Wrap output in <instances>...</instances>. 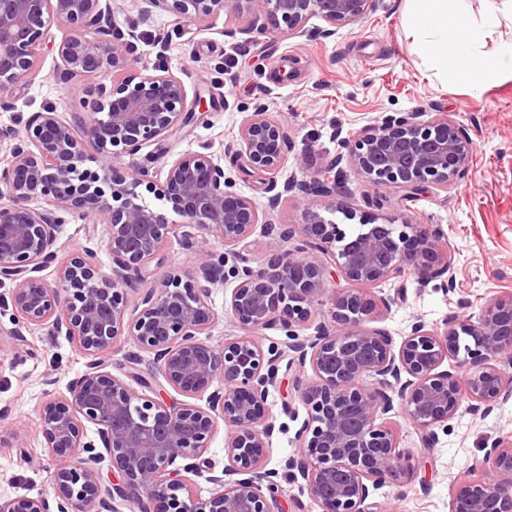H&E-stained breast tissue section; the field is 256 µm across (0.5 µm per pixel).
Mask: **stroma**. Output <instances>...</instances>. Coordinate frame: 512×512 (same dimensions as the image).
<instances>
[{
    "mask_svg": "<svg viewBox=\"0 0 512 512\" xmlns=\"http://www.w3.org/2000/svg\"><path fill=\"white\" fill-rule=\"evenodd\" d=\"M404 9L405 0H374L360 22L332 28L314 17L302 33L288 38L259 33L248 19L223 12L197 23L166 14L143 23L132 0H122L116 16L121 26L137 28L138 70L170 69L189 97L203 101L161 147L124 157L127 167L155 171L184 152L207 153L221 163L234 190L268 212L272 223H301L302 195L268 211L265 180L233 161L241 121L260 102L288 132L289 166L303 153L313 170L338 162L344 208L323 209L326 219L352 231L365 219L440 226L453 272L447 290L420 286L410 276L368 288L374 297L392 299L381 326L397 342L413 322L439 327L449 314H475L492 299L512 294V67L504 68L496 85L482 88L428 76L420 47L406 35ZM102 81L98 74L82 82L65 79L55 52L45 49L25 92L9 109H0V126L22 127L32 113L51 106L81 111L83 87ZM389 112H415L423 120L445 112L466 129L474 142L472 159L448 191L427 188L408 198L369 184L345 160V140ZM59 244V262L89 251L99 274L108 272L103 225L69 219ZM11 328L9 313L0 311V497L48 496L56 462L44 452L39 409L48 396L67 395L88 358L66 337L37 328L18 339ZM311 376V368L280 361L267 401L279 430L266 466L279 473L284 512H320L284 472L298 446L295 433L307 417L296 381ZM397 427L403 473L380 483L372 502L379 512H449L452 484L467 478L487 444L512 438V399L485 417L460 408L446 427L436 428L429 446L406 418H398Z\"/></svg>",
    "mask_w": 512,
    "mask_h": 512,
    "instance_id": "obj_1",
    "label": "stroma"
}]
</instances>
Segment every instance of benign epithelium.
<instances>
[{
    "label": "benign epithelium",
    "mask_w": 512,
    "mask_h": 512,
    "mask_svg": "<svg viewBox=\"0 0 512 512\" xmlns=\"http://www.w3.org/2000/svg\"><path fill=\"white\" fill-rule=\"evenodd\" d=\"M140 19L168 14L179 22L221 11L247 17L281 37L303 32L318 16L334 25L364 19L375 0H133ZM69 34L55 50L71 79L107 69L111 85L86 91L84 111L54 107L33 113L22 130L0 127V284L11 285L14 335L48 328L72 339L91 361L64 398L41 406L40 432L53 472L52 496L0 498V512H283L277 472L265 469L275 424L265 415L283 351L262 348L254 333L279 327L299 364L313 378L296 384L307 419L296 433L297 453L286 468L303 480L321 512H375L370 487L400 469L402 450L387 417L403 415L426 436L448 422L463 401L487 415L512 397V373L501 367L512 349V295L495 298L478 315L448 317L441 328L411 326L399 345L366 322L380 318L393 300L335 287L343 280L364 286L413 274L430 283L450 271L437 242L441 230L418 224H366L348 236L325 219L322 199H336L339 174L309 171L267 185L269 210L297 190L306 198L303 222L276 226L251 199L232 190L224 167L203 152H185L166 163L164 180L148 168L128 169L121 157L166 140L184 126L201 99L188 101L182 80L170 70L134 69V27L115 19L112 0H0V107L24 88L37 59L51 43L50 29ZM241 166L257 174L285 167L288 133L265 105L257 104L239 128ZM346 157L377 187L411 197L436 185L448 189L468 166L474 143L454 119L440 114L421 121L393 112L345 141ZM97 168L78 170L73 162ZM158 195L180 217L145 203L137 188ZM106 224L109 275L99 277L86 258L58 262V233L70 217ZM272 238L264 263L249 265L243 251L258 225ZM200 249L224 242L215 261L179 269L153 265L169 234ZM312 249L329 256L319 264ZM56 267L50 283L41 272ZM153 287L140 291L147 277ZM235 282L229 313L241 335L222 346L209 335L215 310L210 287ZM329 300L330 320L301 339L298 328L311 310ZM127 336L153 354L155 370L136 368L128 379L106 370L104 359ZM465 352V378L441 369ZM164 383H159V380ZM206 398L202 407L177 402ZM231 465L207 481L199 495L188 475L202 476L199 460L218 422ZM96 427L88 437L85 424ZM110 461L121 478L102 485L100 465ZM475 476L454 486L450 512H512V439H496L474 464ZM244 478L235 479L233 475Z\"/></svg>",
    "instance_id": "1"
}]
</instances>
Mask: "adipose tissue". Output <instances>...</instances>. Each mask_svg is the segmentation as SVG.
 Masks as SVG:
<instances>
[{
    "instance_id": "adipose-tissue-1",
    "label": "adipose tissue",
    "mask_w": 512,
    "mask_h": 512,
    "mask_svg": "<svg viewBox=\"0 0 512 512\" xmlns=\"http://www.w3.org/2000/svg\"><path fill=\"white\" fill-rule=\"evenodd\" d=\"M465 0H406L407 30L423 50L433 76L474 87L496 84L504 66L512 65V43L488 56L478 49L502 23H512V0H502L481 22L464 17Z\"/></svg>"
}]
</instances>
